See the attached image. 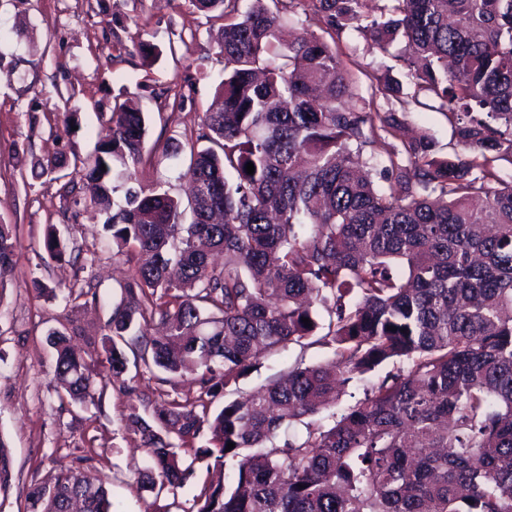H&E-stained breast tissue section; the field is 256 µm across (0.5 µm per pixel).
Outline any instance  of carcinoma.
<instances>
[{
	"label": "carcinoma",
	"instance_id": "cac0c4a2",
	"mask_svg": "<svg viewBox=\"0 0 512 512\" xmlns=\"http://www.w3.org/2000/svg\"><path fill=\"white\" fill-rule=\"evenodd\" d=\"M192 4L222 21L224 69L180 173L188 207L138 184L145 117L127 99L81 172L116 253L146 259L100 361L74 352L77 332L48 331L59 399L94 401L100 367L121 375L129 352L165 382L192 377L193 400L126 416L144 491L188 483L180 450L207 462L214 478L191 512H512V173L496 167L512 165V0H384L373 13L366 0ZM303 15L321 34L281 42ZM347 29L383 55L400 48L414 103L446 113L469 159L439 157L425 137L395 142L404 121L356 93L336 53ZM376 81L402 93L387 71ZM17 241L1 223L0 288ZM44 247L60 259L67 244L51 226ZM155 320L164 334L149 338ZM312 344L333 358L211 412L260 354ZM356 379L363 397L336 409ZM90 461L31 486L26 512H112ZM10 486L0 439V493Z\"/></svg>",
	"mask_w": 512,
	"mask_h": 512
}]
</instances>
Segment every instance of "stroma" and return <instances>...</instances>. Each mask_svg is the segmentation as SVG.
Segmentation results:
<instances>
[{"label": "stroma", "mask_w": 512, "mask_h": 512, "mask_svg": "<svg viewBox=\"0 0 512 512\" xmlns=\"http://www.w3.org/2000/svg\"><path fill=\"white\" fill-rule=\"evenodd\" d=\"M217 28L190 0H0V222L16 225L18 234L13 271L0 290V438L9 446L12 472L0 512H24L31 484L50 481L60 466L85 453L109 489L114 512L155 510L153 495L131 473L145 454L125 421L128 407L141 400L151 411L193 398L197 387L188 377L160 382L131 364L120 377L105 375L94 401L79 406L59 400L47 331L70 321L87 335L98 334L121 297L129 264L105 244L99 217L79 206L83 183L63 199L59 182L40 164L93 153L122 93L139 100L147 115L141 183H159L184 197L185 183L162 150L185 141L214 98L223 68L216 59ZM142 43L160 49L152 66H144L137 51ZM336 52L364 96L385 68L400 67L353 30L337 39ZM175 82L193 86L179 103L167 91ZM377 103L403 112L405 136L427 137L442 157L461 153L445 113L382 94ZM51 225L68 243L59 261L44 250ZM34 277L54 288L57 299L37 295L30 286ZM75 284L97 291L99 302L64 303ZM332 356V349L315 345L260 357L236 394L257 390L296 361Z\"/></svg>", "instance_id": "stroma-1"}]
</instances>
